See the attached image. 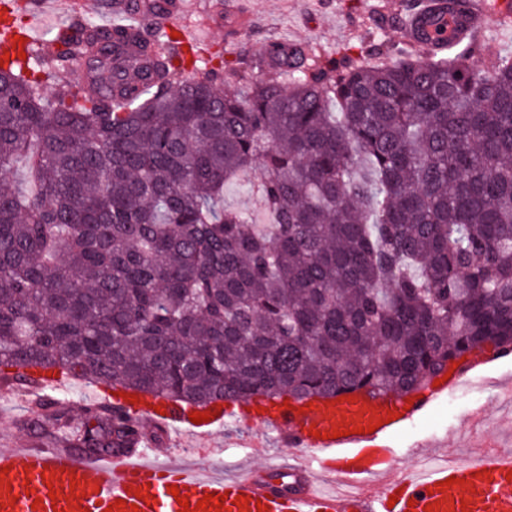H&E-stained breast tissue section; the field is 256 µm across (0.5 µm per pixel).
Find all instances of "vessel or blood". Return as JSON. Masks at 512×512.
I'll list each match as a JSON object with an SVG mask.
<instances>
[{"label": "vessel or blood", "mask_w": 512, "mask_h": 512, "mask_svg": "<svg viewBox=\"0 0 512 512\" xmlns=\"http://www.w3.org/2000/svg\"><path fill=\"white\" fill-rule=\"evenodd\" d=\"M49 0H36L25 30H17L9 12L0 13V66L34 57L36 26ZM443 0H421L403 28L405 41L429 52L447 51L450 43L475 44L502 13L485 0L447 15L452 35L436 32L434 18ZM460 371L424 393L375 399L362 391L348 399L327 397L312 403L272 402L248 405L244 413L257 427L271 428L298 451L276 481L252 469L226 477L208 470L210 438L224 421L216 406H204L207 423H192L190 406L155 396L138 402L107 395V402L127 409L155 428L191 434L195 464L173 462L172 451L145 443L135 456H83L65 448L15 447L0 450V512H512V456L488 453L467 461L441 462L426 473L398 478L388 437L421 416L454 389ZM341 437H333V430ZM223 495L222 505L198 508L204 495ZM191 510H184L183 501Z\"/></svg>", "instance_id": "1"}]
</instances>
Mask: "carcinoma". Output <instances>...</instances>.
Listing matches in <instances>:
<instances>
[{"label": "carcinoma", "instance_id": "carcinoma-1", "mask_svg": "<svg viewBox=\"0 0 512 512\" xmlns=\"http://www.w3.org/2000/svg\"><path fill=\"white\" fill-rule=\"evenodd\" d=\"M144 23L58 28L42 69L85 88L50 101L0 67V382L60 369L190 406L400 395L455 361L512 351V58L277 47L202 68ZM241 91L228 94L224 84ZM269 224L222 205L254 165ZM92 455L139 434L105 405L36 404Z\"/></svg>", "mask_w": 512, "mask_h": 512}]
</instances>
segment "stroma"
<instances>
[{
  "instance_id": "35a3bbf8",
  "label": "stroma",
  "mask_w": 512,
  "mask_h": 512,
  "mask_svg": "<svg viewBox=\"0 0 512 512\" xmlns=\"http://www.w3.org/2000/svg\"><path fill=\"white\" fill-rule=\"evenodd\" d=\"M196 2L198 9L189 17V27L210 52H222L230 61L239 51L264 55L269 45L280 43L315 45L328 52L344 50L353 63H360L359 46L370 38L368 16L373 5L380 6L389 19L388 41L394 44L401 40L391 19L400 13L403 0H240L244 14L257 19L251 26L228 22L225 12L215 9L216 0ZM261 177L262 169L257 166L239 181L228 183L224 201L248 211L256 223L264 224L268 216L252 191ZM477 383L480 393H471L468 384H460L437 401L427 415L391 437L395 474L415 472L423 462L436 463L444 457L472 459L486 444L505 453L512 451V356L478 370ZM259 436L268 443L265 455L246 453V445ZM212 443L216 452L210 467L226 476L244 467L264 472L292 463L296 455L295 449L285 446L276 433H260L246 420L217 427ZM30 444L46 448L50 441L42 434L29 399L0 405V449Z\"/></svg>"
}]
</instances>
